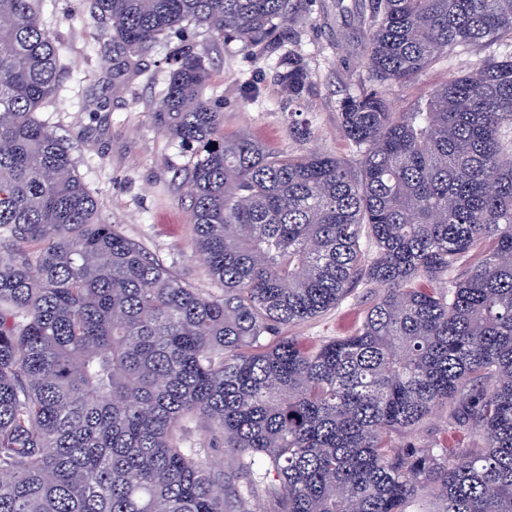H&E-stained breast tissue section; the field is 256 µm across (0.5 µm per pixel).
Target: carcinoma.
<instances>
[{
  "label": "carcinoma",
  "mask_w": 512,
  "mask_h": 512,
  "mask_svg": "<svg viewBox=\"0 0 512 512\" xmlns=\"http://www.w3.org/2000/svg\"><path fill=\"white\" fill-rule=\"evenodd\" d=\"M291 2L92 5L112 81L191 21L276 56L292 106L312 74L285 49ZM42 5L0 0V512H407L431 486L430 512H512V52L406 109L384 90L460 46L512 47V0H368L378 85L337 112L354 168L224 135L186 45L151 112L194 154L209 293L106 222L38 120L58 88ZM362 282L382 294L353 334L283 335ZM444 409L479 444L394 445Z\"/></svg>",
  "instance_id": "carcinoma-1"
}]
</instances>
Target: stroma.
I'll return each instance as SVG.
<instances>
[{
	"label": "stroma",
	"mask_w": 512,
	"mask_h": 512,
	"mask_svg": "<svg viewBox=\"0 0 512 512\" xmlns=\"http://www.w3.org/2000/svg\"><path fill=\"white\" fill-rule=\"evenodd\" d=\"M42 21L58 47L59 86L55 97L39 109V120L70 143L76 169L102 216L192 287L204 292L215 288L203 262L193 256V155L158 128L150 111L167 84L170 60L184 41L208 49V93L224 102L225 134H248L276 152L316 151L347 163L354 160L336 121L338 102L345 93L374 83L360 43L356 0L296 4L291 47L304 55L312 71V87L298 107L308 129L300 138L288 131V107L273 79L257 78L259 71H272L274 57L224 44L205 27L190 23L184 34L159 40L148 55L137 59L129 78L111 88L107 81L112 42L92 18L91 0H44ZM504 51L501 45L457 48L414 82L390 88L389 96L397 105H411L488 53ZM253 82L258 92L245 98ZM100 96L109 100L106 110L88 111V104ZM380 294L375 285H359L336 308L290 327L288 333L309 345L348 335ZM471 441V436L449 429L444 410L396 438L404 447Z\"/></svg>",
	"instance_id": "35a3bbf8"
}]
</instances>
